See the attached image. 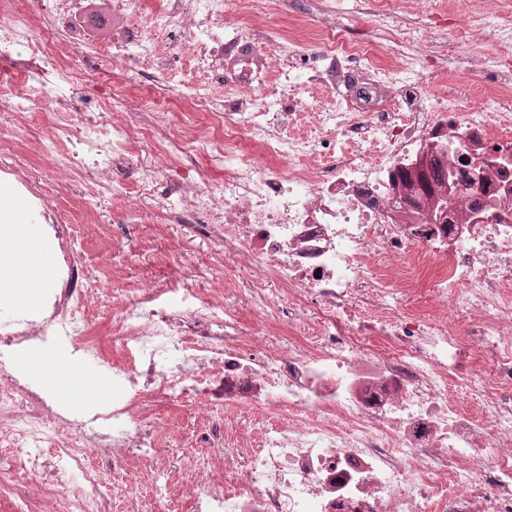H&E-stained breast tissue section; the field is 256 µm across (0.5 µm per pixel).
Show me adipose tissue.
Segmentation results:
<instances>
[{
    "label": "adipose tissue",
    "instance_id": "1",
    "mask_svg": "<svg viewBox=\"0 0 512 512\" xmlns=\"http://www.w3.org/2000/svg\"><path fill=\"white\" fill-rule=\"evenodd\" d=\"M37 232L31 224L0 227V239L8 243L0 258V288L20 290L21 302L27 306L36 303L41 289L49 285L43 274L46 259L31 249Z\"/></svg>",
    "mask_w": 512,
    "mask_h": 512
}]
</instances>
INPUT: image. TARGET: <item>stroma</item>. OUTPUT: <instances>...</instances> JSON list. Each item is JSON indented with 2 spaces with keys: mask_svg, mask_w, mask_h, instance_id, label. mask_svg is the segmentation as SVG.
Returning <instances> with one entry per match:
<instances>
[{
  "mask_svg": "<svg viewBox=\"0 0 512 512\" xmlns=\"http://www.w3.org/2000/svg\"><path fill=\"white\" fill-rule=\"evenodd\" d=\"M112 15L100 0H87L79 20L71 21L80 48L86 56L85 91L93 101L92 113L103 126H111L112 114L98 102L106 86L110 66L108 41L112 36ZM83 114L61 112L43 119L34 134H21L29 155L30 170L36 178L47 172V160L40 144L52 140L56 127L76 125ZM152 148L140 153L139 168L114 171L113 179L124 186L121 204H114L110 191L82 180L70 183L67 193L56 198L55 205L78 251V260L88 277L100 279L101 294H89L85 304V336L104 354H117L113 339L115 313L130 306L138 284L149 282L168 288L183 278L189 266L206 268L208 278L200 282L202 296L223 295L224 279L230 274H245L237 258L223 255L222 245L205 234L192 232L187 225L166 217L154 201V188L142 182L140 167L150 166ZM135 211L134 223H127L128 211ZM155 413L169 424L160 445L171 456L188 458L191 451L207 450L200 436H223L224 422L200 410L193 402H172L157 398ZM137 502L140 512H193L190 500L174 503L159 500L154 492L153 475L138 474L132 499L104 497V512H127L130 502Z\"/></svg>",
  "mask_w": 512,
  "mask_h": 512,
  "instance_id": "1",
  "label": "stroma"
}]
</instances>
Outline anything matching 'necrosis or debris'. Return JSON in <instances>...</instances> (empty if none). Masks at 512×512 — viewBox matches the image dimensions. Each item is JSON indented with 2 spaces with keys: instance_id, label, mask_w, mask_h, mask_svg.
<instances>
[{
  "instance_id": "4bbe7bcc",
  "label": "necrosis or debris",
  "mask_w": 512,
  "mask_h": 512,
  "mask_svg": "<svg viewBox=\"0 0 512 512\" xmlns=\"http://www.w3.org/2000/svg\"><path fill=\"white\" fill-rule=\"evenodd\" d=\"M77 2L0 0V190L29 197L63 284L0 326V352L62 340L98 357L52 200L73 178L108 187L150 144L141 176L158 201L261 270L227 288L288 336L244 339L226 302L200 298L194 266L180 306L146 286L119 314L111 405L70 416L0 361V487H27L16 512L32 497L101 512L80 460L96 445L151 461L158 496L195 512H512V0H320L307 21L297 0H163L151 15L112 0V126L58 130L37 181L15 142L27 112L84 104L59 33ZM143 25L174 32L193 83L142 97L128 62L155 54ZM458 54L477 83L464 98ZM206 153L219 175L201 172ZM172 351L181 362L156 374ZM150 389L248 413L257 436L225 441L221 484L207 456L182 479L155 452Z\"/></svg>"
}]
</instances>
